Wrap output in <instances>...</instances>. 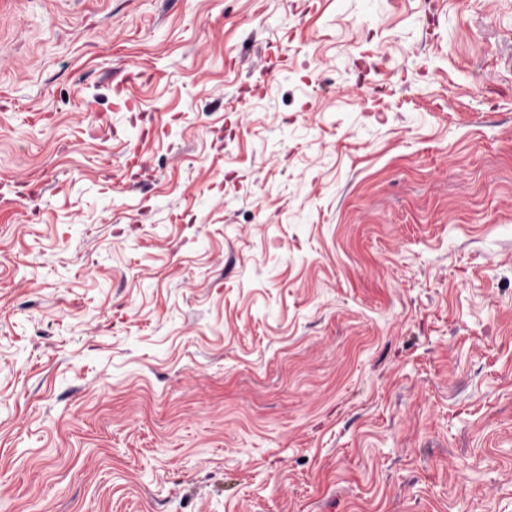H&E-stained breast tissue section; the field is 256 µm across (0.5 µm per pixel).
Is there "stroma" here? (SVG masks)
<instances>
[{
	"instance_id": "1",
	"label": "stroma",
	"mask_w": 512,
	"mask_h": 512,
	"mask_svg": "<svg viewBox=\"0 0 512 512\" xmlns=\"http://www.w3.org/2000/svg\"><path fill=\"white\" fill-rule=\"evenodd\" d=\"M0 512H512V0H0Z\"/></svg>"
}]
</instances>
